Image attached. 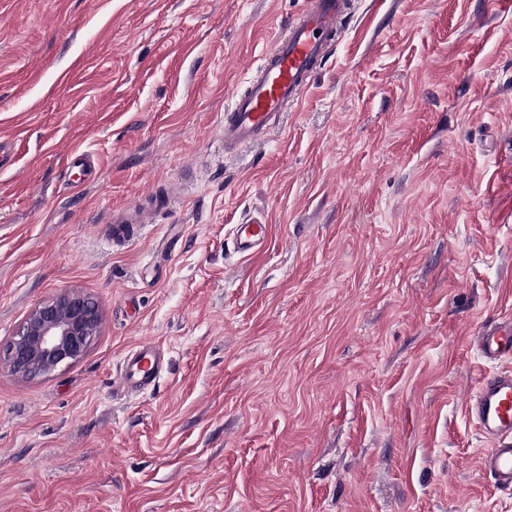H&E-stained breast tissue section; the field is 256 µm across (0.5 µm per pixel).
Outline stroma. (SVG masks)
Wrapping results in <instances>:
<instances>
[{
	"mask_svg": "<svg viewBox=\"0 0 512 512\" xmlns=\"http://www.w3.org/2000/svg\"><path fill=\"white\" fill-rule=\"evenodd\" d=\"M306 2L0 0V344L62 288L102 311L78 362L0 371V512H512L465 412L498 370L474 336L512 320V5L351 0L280 128L225 153ZM145 342L155 387L115 393ZM173 196L168 194L159 198L152 206L139 203L112 210V224H116L113 228L114 239L125 238L134 224H154L157 209L167 207ZM271 224L263 218H250L235 224L233 250L241 257H252L267 247L271 236Z\"/></svg>",
	"mask_w": 512,
	"mask_h": 512,
	"instance_id": "stroma-1",
	"label": "stroma"
}]
</instances>
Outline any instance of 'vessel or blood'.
Returning a JSON list of instances; mask_svg holds the SVG:
<instances>
[{"label":"vessel or blood","instance_id":"b4317fda","mask_svg":"<svg viewBox=\"0 0 512 512\" xmlns=\"http://www.w3.org/2000/svg\"><path fill=\"white\" fill-rule=\"evenodd\" d=\"M348 0H310L308 7L263 53L255 73L241 93L233 97L224 115L222 140L225 149L248 148L280 125L289 106L297 102L312 75L320 68L342 30ZM170 197L154 205H129L113 210L115 238L127 236L137 224L155 221L157 209L167 207ZM271 226L265 219L250 218L235 225L234 251L250 257L267 247ZM481 359L488 363L512 361V322L483 327L474 338ZM160 349L144 343L128 351L113 380L117 392L136 394L154 386L160 373ZM467 414L488 441L479 458L482 472L492 475L504 489H512V372L484 378L467 406Z\"/></svg>","mask_w":512,"mask_h":512}]
</instances>
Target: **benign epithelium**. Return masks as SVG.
<instances>
[{
	"label": "benign epithelium",
	"instance_id": "7a95c632",
	"mask_svg": "<svg viewBox=\"0 0 512 512\" xmlns=\"http://www.w3.org/2000/svg\"><path fill=\"white\" fill-rule=\"evenodd\" d=\"M101 321L90 294L63 288L37 304L0 348V368L32 379L80 360Z\"/></svg>",
	"mask_w": 512,
	"mask_h": 512
}]
</instances>
